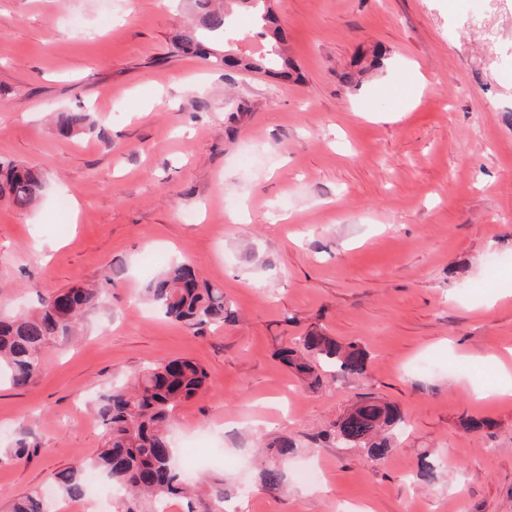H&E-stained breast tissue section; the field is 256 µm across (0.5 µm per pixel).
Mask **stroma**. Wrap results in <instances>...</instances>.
Here are the masks:
<instances>
[{
  "label": "stroma",
  "mask_w": 512,
  "mask_h": 512,
  "mask_svg": "<svg viewBox=\"0 0 512 512\" xmlns=\"http://www.w3.org/2000/svg\"><path fill=\"white\" fill-rule=\"evenodd\" d=\"M270 5L298 76L171 55L189 19L176 0H0V158L46 178L35 208L0 200V309L107 290L35 385L0 378V505L97 455L112 384L184 357L209 380L179 410L175 459L223 455L199 478L225 512H512V398L493 360L512 348V0ZM62 110L94 133L59 137ZM174 260L223 288L231 321L150 308L145 282ZM310 330L357 344L365 374L304 385L276 352ZM368 397L407 423L379 462L323 437ZM279 434L297 452L269 492L255 455ZM425 457L437 478L418 485ZM308 464L319 481L300 479Z\"/></svg>",
  "instance_id": "1"
}]
</instances>
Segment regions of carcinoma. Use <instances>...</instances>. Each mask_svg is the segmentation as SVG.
<instances>
[{
  "instance_id": "1",
  "label": "carcinoma",
  "mask_w": 512,
  "mask_h": 512,
  "mask_svg": "<svg viewBox=\"0 0 512 512\" xmlns=\"http://www.w3.org/2000/svg\"><path fill=\"white\" fill-rule=\"evenodd\" d=\"M195 16L192 27L177 33L173 52L203 56L217 68L239 67L258 74L286 76L293 61L283 56L285 35L268 0H191ZM251 22L249 35L268 41L270 49L243 64L231 55L229 40L238 39V17ZM55 128L72 138L94 132L86 112H58ZM44 188L43 175L34 166L0 159V200L18 209L34 207ZM146 301L164 317L192 328L222 325L226 321L224 290L202 279L194 265L173 262L150 276L144 289ZM103 288L75 285L61 289L39 304L34 312L0 313V373L11 384L26 389L42 374V350L57 338L70 336L85 315L102 306ZM278 359L316 389L321 385L318 368L330 366L350 375L365 372L366 356L357 344L342 347L322 332L309 331L290 345L281 347ZM207 371L188 358H175L145 366L128 384L115 385L100 396L96 411L104 427L102 446L90 462L56 476L58 493L82 498L87 490V472L92 470L119 492L113 512H156L163 501L186 500L187 512H222L224 491H202L177 468L171 431L176 408L206 389ZM404 423L401 413L387 404L363 400L339 419L330 435L339 442L362 448L373 462L391 451V436ZM268 449L276 463L259 471L261 486L278 491L283 484L279 463L294 452L293 441L278 436ZM7 512H50L49 502L39 491L17 495Z\"/></svg>"
}]
</instances>
